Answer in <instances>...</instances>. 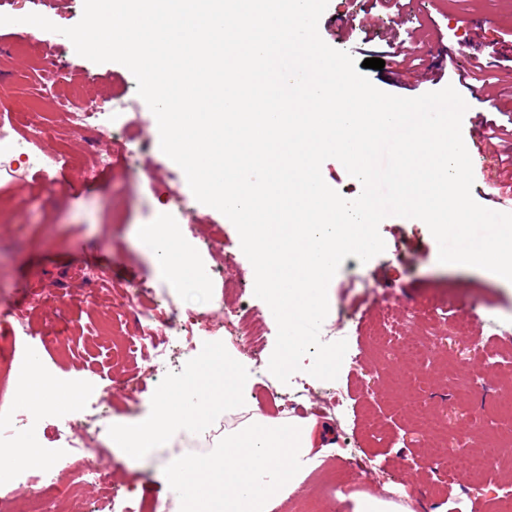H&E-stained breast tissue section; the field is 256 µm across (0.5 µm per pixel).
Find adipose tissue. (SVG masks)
I'll list each match as a JSON object with an SVG mask.
<instances>
[{
  "mask_svg": "<svg viewBox=\"0 0 512 512\" xmlns=\"http://www.w3.org/2000/svg\"><path fill=\"white\" fill-rule=\"evenodd\" d=\"M136 236L172 279L198 287L207 282L208 266L180 239L174 225L142 224ZM41 363L40 353L30 355V379L19 392L36 414L58 404L61 392L41 379ZM253 403L249 373L233 353L213 347L155 399L147 423H113L112 445L138 458L153 448L173 447L184 437H206L220 417L248 412V419L214 438V451L206 460H171L168 486L182 512H274L310 472L312 449L333 447V430L313 417L251 414Z\"/></svg>",
  "mask_w": 512,
  "mask_h": 512,
  "instance_id": "adipose-tissue-1",
  "label": "adipose tissue"
}]
</instances>
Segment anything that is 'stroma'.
Instances as JSON below:
<instances>
[{
  "instance_id": "1",
  "label": "stroma",
  "mask_w": 512,
  "mask_h": 512,
  "mask_svg": "<svg viewBox=\"0 0 512 512\" xmlns=\"http://www.w3.org/2000/svg\"><path fill=\"white\" fill-rule=\"evenodd\" d=\"M84 0H32L4 4L11 16L37 13L56 24L36 45L47 58H61L70 76L90 73L98 83L94 96L118 93L114 135L141 114L146 134L156 119L138 96L136 80L122 64L94 63L76 54L61 30L77 24ZM332 48L356 61L388 59L391 44L405 55L400 75L391 67L367 69L380 90L417 97L457 85L469 56L487 66L476 74L484 91L512 87V0H329L318 24ZM8 77L0 82V110L26 111L35 78L19 61H6ZM40 153L58 156L56 172L46 173L0 154V368L25 370L40 333L65 331L72 340L68 359L40 349L42 373L52 383L91 387L104 399L103 416L85 420L78 409L50 406L37 417L34 439L45 461L64 448L55 432H76L98 442L110 441L112 423L138 424L150 414L153 398L179 380L198 361L211 336L244 355L247 368L267 364L277 327L268 321L266 304L254 295L253 267L239 246L235 226L212 207L194 201L182 169L149 146L134 157L116 156L110 144L88 152L79 134L62 125L49 104ZM472 196L489 209L492 183L501 168L489 149L472 151ZM179 225L184 238L208 265L205 293L171 281L137 242L135 229L158 220ZM379 232L383 253L362 263L347 257L328 286L329 313L324 328L351 323L347 353L336 380L317 391L341 390L344 402L324 415L320 400L305 403L315 418L326 419L336 446L276 512H351L349 495L339 492L354 478L355 490L396 499L407 512H495L496 497L512 487V463L496 461L477 473L470 459L512 433V416L496 410L498 399L512 391V285L483 272L446 266L438 261V244L423 223L390 216ZM112 289L115 341L132 335L126 291L146 283L161 306L202 308L212 318L197 330L166 371L139 390L129 389V362L106 349L86 351L83 340L101 323L102 309L90 300L92 275ZM239 279L238 292L224 290L225 278ZM36 307L29 332L17 326L15 312ZM258 312L264 336L250 352L232 340L224 327L225 311ZM448 436L452 466L441 467L434 455L437 433ZM173 449L159 448L147 459L127 457L112 448L96 460L113 472V512L131 503L168 501L165 465Z\"/></svg>"
}]
</instances>
